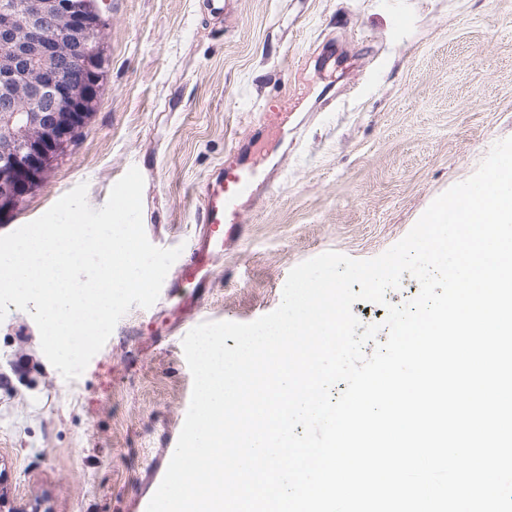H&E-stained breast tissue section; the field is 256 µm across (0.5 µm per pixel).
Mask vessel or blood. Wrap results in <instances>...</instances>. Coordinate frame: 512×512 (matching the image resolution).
<instances>
[{
  "label": "vessel or blood",
  "mask_w": 512,
  "mask_h": 512,
  "mask_svg": "<svg viewBox=\"0 0 512 512\" xmlns=\"http://www.w3.org/2000/svg\"><path fill=\"white\" fill-rule=\"evenodd\" d=\"M268 182V174L242 156L227 160L207 181L201 197V231L170 281L173 288L191 289L189 302L194 308L204 305V290L212 279V262L224 253L225 231L242 235L247 230L243 200L259 199L260 187Z\"/></svg>",
  "instance_id": "1"
}]
</instances>
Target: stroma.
Segmentation results:
<instances>
[{"label":"stroma","instance_id":"stroma-1","mask_svg":"<svg viewBox=\"0 0 512 512\" xmlns=\"http://www.w3.org/2000/svg\"><path fill=\"white\" fill-rule=\"evenodd\" d=\"M104 77L94 111L0 235L78 184L90 207L137 167L142 219L190 245L201 192L231 156L277 176L213 262L202 310L162 288L68 381L29 313L0 322V491L8 512H139L192 393L200 320L275 310L290 270L327 251L375 258L512 137V0H96Z\"/></svg>","mask_w":512,"mask_h":512}]
</instances>
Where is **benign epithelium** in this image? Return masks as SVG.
Instances as JSON below:
<instances>
[{"mask_svg":"<svg viewBox=\"0 0 512 512\" xmlns=\"http://www.w3.org/2000/svg\"><path fill=\"white\" fill-rule=\"evenodd\" d=\"M103 60L94 0L0 3V215L45 180L87 123Z\"/></svg>","mask_w":512,"mask_h":512,"instance_id":"1","label":"benign epithelium"}]
</instances>
